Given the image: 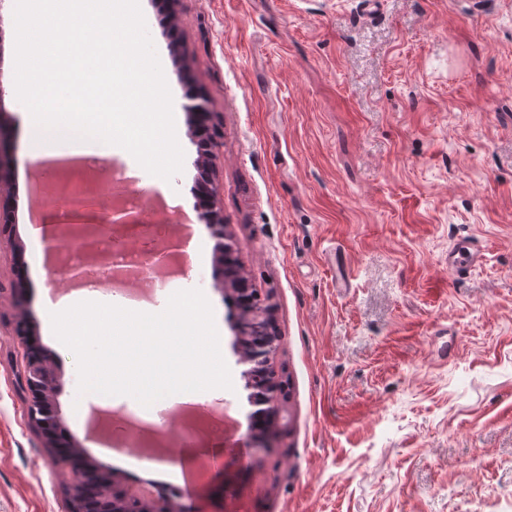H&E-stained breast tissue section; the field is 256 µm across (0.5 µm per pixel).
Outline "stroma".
I'll return each instance as SVG.
<instances>
[{"label":"stroma","mask_w":512,"mask_h":512,"mask_svg":"<svg viewBox=\"0 0 512 512\" xmlns=\"http://www.w3.org/2000/svg\"><path fill=\"white\" fill-rule=\"evenodd\" d=\"M0 0V126L13 148L0 196V512H66L61 472L27 419L12 334L25 311L56 357L63 428L120 485L173 487L151 460L133 476L76 405L74 354L48 331L51 282L28 233L36 145L17 110L12 21ZM184 151L165 201L197 212V147L184 110L203 89L221 125L213 180L234 258L274 313L284 385L256 458L235 319L206 224L182 276L129 293L166 305L198 288L223 327L233 387L222 462L191 512H512V0H140ZM480 262L457 274L449 250ZM22 308H15V295ZM480 252L470 245H462L448 252V268L456 273H463L480 260Z\"/></svg>","instance_id":"obj_1"}]
</instances>
